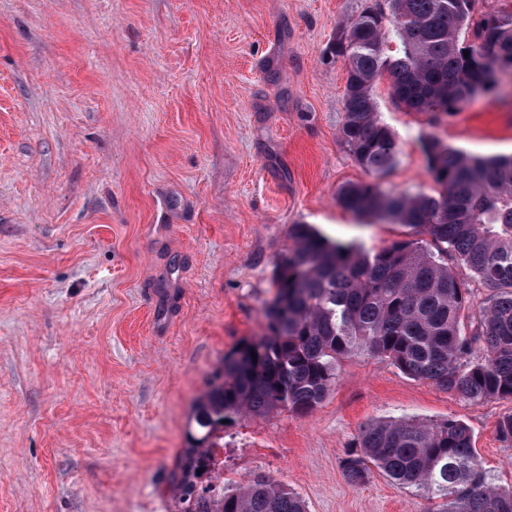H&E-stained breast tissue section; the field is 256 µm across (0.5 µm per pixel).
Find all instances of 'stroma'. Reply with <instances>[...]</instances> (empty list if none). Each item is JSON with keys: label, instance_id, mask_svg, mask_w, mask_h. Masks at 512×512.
Returning <instances> with one entry per match:
<instances>
[{"label": "stroma", "instance_id": "obj_1", "mask_svg": "<svg viewBox=\"0 0 512 512\" xmlns=\"http://www.w3.org/2000/svg\"><path fill=\"white\" fill-rule=\"evenodd\" d=\"M375 0H0V512H179L172 474L212 373L261 334L293 225L377 252L409 228L340 207L367 181L342 141L336 35ZM378 113L402 154L382 188L432 193L422 141L512 156V95L431 122ZM464 401L353 356L311 412L218 434L209 484L257 476L308 512H430L342 460L377 419L465 421L512 490L496 425Z\"/></svg>", "mask_w": 512, "mask_h": 512}]
</instances>
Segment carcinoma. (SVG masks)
<instances>
[{
    "label": "carcinoma",
    "mask_w": 512,
    "mask_h": 512,
    "mask_svg": "<svg viewBox=\"0 0 512 512\" xmlns=\"http://www.w3.org/2000/svg\"><path fill=\"white\" fill-rule=\"evenodd\" d=\"M473 9L474 0H384L338 32L336 56L347 74L340 134L366 173H386L402 153L378 117L373 87L381 77L389 79L396 106L437 118L496 89L500 75L512 76L504 67L512 62V10L475 21ZM469 30L474 43L464 48L460 39ZM424 152L434 193L360 182L341 187L337 202L429 240L395 241L371 255L293 225L292 245L274 269L263 332L224 357L194 407V431L175 470L184 512H307L282 482L257 477L214 498L201 478L211 470L224 421L285 408L311 412L345 358H385L409 378L474 404L512 399V157L474 158L434 134ZM471 280L490 291L484 300H473ZM371 465L440 500L436 512H512V491L488 481L460 419L367 424L343 468L359 481Z\"/></svg>",
    "instance_id": "carcinoma-1"
}]
</instances>
